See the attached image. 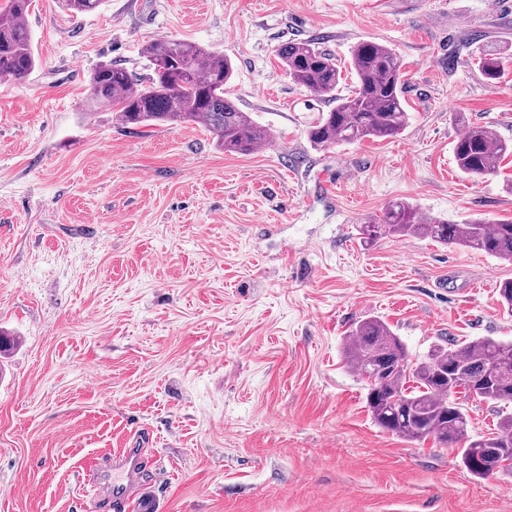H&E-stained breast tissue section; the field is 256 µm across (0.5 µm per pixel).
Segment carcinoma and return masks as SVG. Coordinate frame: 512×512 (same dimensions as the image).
Listing matches in <instances>:
<instances>
[{"mask_svg": "<svg viewBox=\"0 0 512 512\" xmlns=\"http://www.w3.org/2000/svg\"><path fill=\"white\" fill-rule=\"evenodd\" d=\"M103 0H64L76 14L95 11ZM30 0H8L0 11V79L22 82L36 68L26 25ZM149 73L137 78L119 63L100 65L89 81L90 100L112 107L124 126L150 127L200 121L216 145L249 154L269 138L268 130L224 97L233 73L226 56L192 43L154 38L142 47ZM278 56L289 78L319 99L336 106L321 114L308 131L317 147L350 144L367 138L386 139L400 133L408 119L405 80L399 56L391 48L368 42L351 56L354 86L337 94L342 69L336 58L313 40L287 42ZM477 66L486 83L503 77L504 61L480 50ZM512 155V143L489 128L465 124L454 145L458 170L470 177L498 171ZM365 242L387 236L425 237L441 244H457L512 263V221L489 224L475 219L450 224L425 215L406 202L389 205L381 220L361 227ZM346 366L366 383V404L373 422L408 442L433 440L457 452L463 467L475 478L512 476V416L501 418L496 431L474 437L470 420L458 399L502 402L512 398V342L482 337L455 349L433 346L416 361L383 320L369 317L355 323L344 349ZM500 361L494 383L483 381L489 364ZM462 376L454 377L449 369Z\"/></svg>", "mask_w": 512, "mask_h": 512, "instance_id": "cac0c4a2", "label": "carcinoma"}]
</instances>
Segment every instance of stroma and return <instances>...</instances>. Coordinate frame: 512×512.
Returning <instances> with one entry per match:
<instances>
[{
	"instance_id": "obj_1",
	"label": "stroma",
	"mask_w": 512,
	"mask_h": 512,
	"mask_svg": "<svg viewBox=\"0 0 512 512\" xmlns=\"http://www.w3.org/2000/svg\"><path fill=\"white\" fill-rule=\"evenodd\" d=\"M38 64L0 80V512H119L88 495L141 436L161 512H512V478L477 479L433 441L379 429L344 364L375 316L415 357L512 341L497 287L512 264L427 238L360 239L406 201L452 224L512 219V156L469 179L462 122L512 140V73L487 85L473 48H512V0H33ZM223 53L224 92L271 140L221 150L203 123L133 128L91 109L103 62L137 75L153 38ZM344 70L393 49L409 113L392 139L328 149L331 102L288 77L291 40Z\"/></svg>"
}]
</instances>
